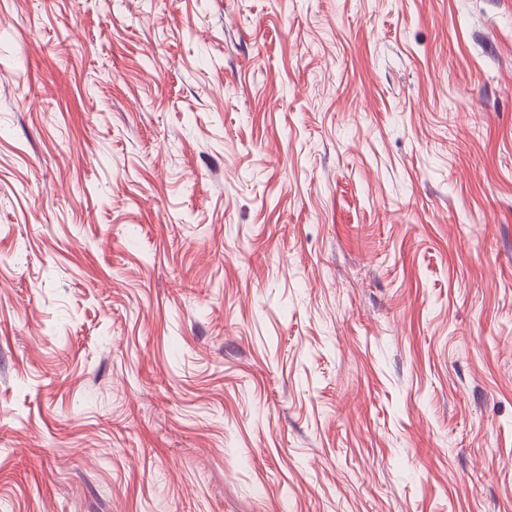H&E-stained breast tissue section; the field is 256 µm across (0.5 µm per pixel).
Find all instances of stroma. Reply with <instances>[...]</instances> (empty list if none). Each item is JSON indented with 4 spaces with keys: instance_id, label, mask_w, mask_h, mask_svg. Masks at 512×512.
<instances>
[{
    "instance_id": "1",
    "label": "stroma",
    "mask_w": 512,
    "mask_h": 512,
    "mask_svg": "<svg viewBox=\"0 0 512 512\" xmlns=\"http://www.w3.org/2000/svg\"><path fill=\"white\" fill-rule=\"evenodd\" d=\"M0 512H512V0H0Z\"/></svg>"
}]
</instances>
